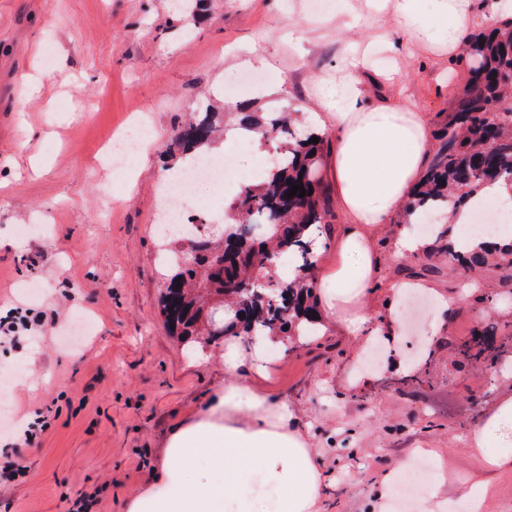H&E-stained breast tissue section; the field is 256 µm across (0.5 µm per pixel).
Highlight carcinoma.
<instances>
[{
    "label": "carcinoma",
    "mask_w": 512,
    "mask_h": 512,
    "mask_svg": "<svg viewBox=\"0 0 512 512\" xmlns=\"http://www.w3.org/2000/svg\"><path fill=\"white\" fill-rule=\"evenodd\" d=\"M467 57L470 81L458 93L409 202L420 217L448 206L472 210L474 191L486 184L512 187V21L479 31ZM233 115L278 164L271 177L244 186L232 200L229 233H199L188 250L167 261L170 297L161 301L160 312L170 333L188 346H206L224 335L298 336L317 324L314 258L328 218L318 179L324 137L314 143L313 135H299L286 113L259 112L247 101L236 103ZM218 117L207 109L182 123L174 150L188 160L202 153L215 140ZM300 184L312 194L287 197ZM283 255L295 262L293 282L278 275ZM428 255L446 256L466 273L492 266L512 280V243L490 253L457 250L444 227L432 236ZM221 310L230 311L232 321L212 331L213 314Z\"/></svg>",
    "instance_id": "cac0c4a2"
}]
</instances>
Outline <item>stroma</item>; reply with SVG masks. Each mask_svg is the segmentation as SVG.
Here are the masks:
<instances>
[{
	"mask_svg": "<svg viewBox=\"0 0 512 512\" xmlns=\"http://www.w3.org/2000/svg\"><path fill=\"white\" fill-rule=\"evenodd\" d=\"M0 0V317L31 310V330L0 341V467L22 461L0 486V512H122L143 493L172 430L206 408L249 365L224 368L223 340L194 352L159 312L163 254L156 235L158 181L179 157L165 148L201 101L223 111L235 75L272 76L249 100L304 110L317 78H332L353 44L393 21L348 27L336 0ZM260 63L245 65V58ZM413 109L434 130L448 120L469 64H441L402 48ZM154 139L122 174L102 146L130 118ZM417 224L383 225L388 280ZM480 297L444 310L425 293L415 323L400 300L373 296L374 339L326 324L321 335L272 346L268 389L299 410L335 488L327 512H368L387 472L413 475L412 506L432 491L459 499L487 489L484 512H512V469L486 478L467 440L512 384V293L500 273L479 272ZM486 336L494 358L457 347ZM50 425L16 441L36 413Z\"/></svg>",
	"mask_w": 512,
	"mask_h": 512,
	"instance_id": "35a3bbf8",
	"label": "stroma"
}]
</instances>
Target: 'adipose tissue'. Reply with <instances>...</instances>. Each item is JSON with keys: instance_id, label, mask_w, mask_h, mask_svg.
Segmentation results:
<instances>
[{"instance_id": "ef3b65f1", "label": "adipose tissue", "mask_w": 512, "mask_h": 512, "mask_svg": "<svg viewBox=\"0 0 512 512\" xmlns=\"http://www.w3.org/2000/svg\"><path fill=\"white\" fill-rule=\"evenodd\" d=\"M373 15L396 24L400 41L379 34L391 61L388 91L368 104L363 76L372 47L350 52L345 74L320 96L313 125L330 120L335 147L323 168L345 222L315 281L319 316L350 336L372 333L368 297L380 278L375 236L402 213L428 164L432 124L403 100L395 82L397 44H419L434 59L461 54L477 27L473 0H375ZM250 382L225 386L204 412L175 428L162 462L125 512H321L332 484L295 406L263 386L268 361ZM484 469L512 467V387L501 391L468 440Z\"/></svg>"}]
</instances>
